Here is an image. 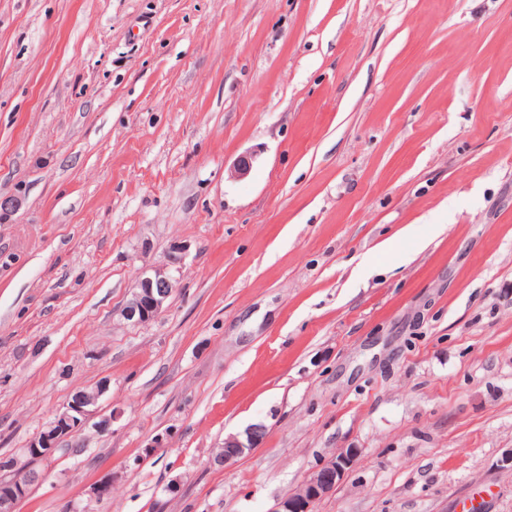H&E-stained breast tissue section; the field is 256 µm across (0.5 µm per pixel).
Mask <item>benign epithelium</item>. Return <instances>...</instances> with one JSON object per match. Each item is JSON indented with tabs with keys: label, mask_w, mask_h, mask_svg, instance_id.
<instances>
[{
	"label": "benign epithelium",
	"mask_w": 512,
	"mask_h": 512,
	"mask_svg": "<svg viewBox=\"0 0 512 512\" xmlns=\"http://www.w3.org/2000/svg\"><path fill=\"white\" fill-rule=\"evenodd\" d=\"M185 251L186 246L176 245L169 252L166 264L141 271L130 298L121 309V317L126 322L134 325L147 323L165 309L175 288V279L169 268L182 263ZM108 388V382L102 381L92 393L79 390L71 394L53 420L24 449L27 462L22 463L15 457L0 462V468L13 473L10 480L0 483V512H14L30 488L44 480L45 475L29 463L48 459L63 447L73 452L83 447L79 436L92 414L91 407ZM263 433V426L256 425L249 428L243 438L238 435L225 438L220 461L226 465L235 463L257 446ZM359 454L358 448L341 449L335 457L316 468L293 492L281 498L272 512H314L315 505L336 488ZM111 489L112 479L105 476L92 484L90 498L101 501L110 496Z\"/></svg>",
	"instance_id": "benign-epithelium-1"
}]
</instances>
